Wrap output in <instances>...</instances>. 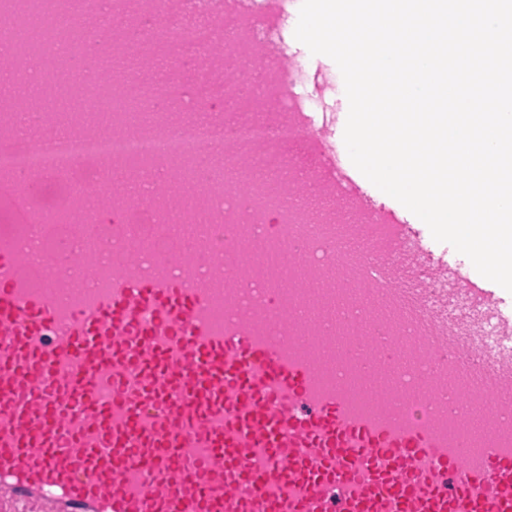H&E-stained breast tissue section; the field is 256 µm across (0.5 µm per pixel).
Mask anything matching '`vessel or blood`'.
I'll return each mask as SVG.
<instances>
[{
    "label": "vessel or blood",
    "instance_id": "b4317fda",
    "mask_svg": "<svg viewBox=\"0 0 512 512\" xmlns=\"http://www.w3.org/2000/svg\"><path fill=\"white\" fill-rule=\"evenodd\" d=\"M87 2L82 52L126 33L131 72L166 90L149 126L73 122L69 137L223 135L202 163L103 157L82 181L57 168L71 190L56 209L43 173L0 171V512H512V293L342 166L271 37L295 0ZM228 15L246 31L226 36ZM172 26L209 30L196 61L143 48L140 33ZM202 83L225 84L223 111ZM250 123L305 150L280 159V204L262 213L254 185L214 175L268 156L237 142ZM56 137L50 116L0 108L1 152ZM311 195L331 208L293 238L288 213ZM54 224L68 241L42 248ZM314 283L346 294L339 319L311 308Z\"/></svg>",
    "mask_w": 512,
    "mask_h": 512
}]
</instances>
